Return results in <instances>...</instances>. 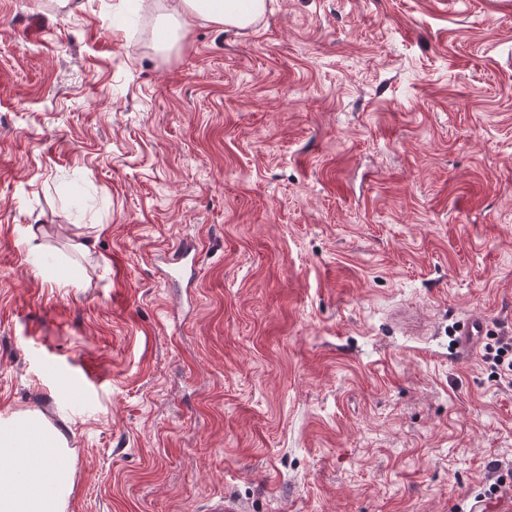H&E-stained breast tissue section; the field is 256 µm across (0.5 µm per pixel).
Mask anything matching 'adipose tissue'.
Wrapping results in <instances>:
<instances>
[{
	"mask_svg": "<svg viewBox=\"0 0 512 512\" xmlns=\"http://www.w3.org/2000/svg\"><path fill=\"white\" fill-rule=\"evenodd\" d=\"M265 11V0H172L166 16L170 51L182 39L181 21L199 18L220 27L246 28ZM64 440L44 423L39 412L23 411L0 423V512H65L72 492L70 470L61 462ZM38 452V483L23 486L12 464L26 449Z\"/></svg>",
	"mask_w": 512,
	"mask_h": 512,
	"instance_id": "adipose-tissue-1",
	"label": "adipose tissue"
}]
</instances>
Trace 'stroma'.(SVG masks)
Here are the masks:
<instances>
[{
  "label": "stroma",
  "mask_w": 512,
  "mask_h": 512,
  "mask_svg": "<svg viewBox=\"0 0 512 512\" xmlns=\"http://www.w3.org/2000/svg\"><path fill=\"white\" fill-rule=\"evenodd\" d=\"M166 2L0 0V418L63 433L67 512H468L512 468V0L161 55ZM194 251L193 247L183 243L174 249L173 254L166 260L163 277L167 281H173L177 275L183 273L186 267V258ZM485 358L492 361L500 376H512V338H499L495 345L486 347Z\"/></svg>",
  "instance_id": "obj_1"
}]
</instances>
